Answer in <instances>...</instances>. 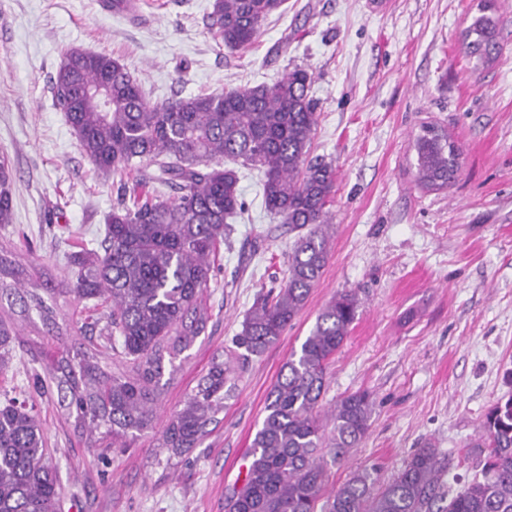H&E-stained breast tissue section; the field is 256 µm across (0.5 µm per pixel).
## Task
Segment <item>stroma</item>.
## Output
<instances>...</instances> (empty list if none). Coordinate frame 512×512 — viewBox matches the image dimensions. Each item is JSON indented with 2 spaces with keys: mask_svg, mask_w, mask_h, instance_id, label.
<instances>
[{
  "mask_svg": "<svg viewBox=\"0 0 512 512\" xmlns=\"http://www.w3.org/2000/svg\"><path fill=\"white\" fill-rule=\"evenodd\" d=\"M484 1L285 0L243 53L211 29L213 0H149L145 18L102 10L101 0H0V157L15 180L0 243L21 260L67 278L66 253L97 247L116 201V183L85 157L54 102L53 78L73 47L118 58L154 101L304 67L318 115L310 157L336 169L324 273L278 341L251 358L191 463H157L154 430L117 450L77 436L56 400L26 395L27 367L46 362L58 342L22 323L0 394L28 397L39 412L62 512H224L281 367L322 309L351 289L358 315L327 369L322 409L363 390L375 406L361 447L330 468L329 487L364 469L386 483L428 442L471 477L482 457L471 442L512 394V0H488L503 51L479 68L460 34ZM427 124L464 150L444 190L415 181L414 140ZM240 190L248 211L233 218L220 249L204 297L206 333L163 389L159 421L181 408L257 293L277 286L288 266L296 235L266 212L259 173L242 171ZM58 307L67 344L97 342L102 306L62 297Z\"/></svg>",
  "mask_w": 512,
  "mask_h": 512,
  "instance_id": "stroma-1",
  "label": "stroma"
}]
</instances>
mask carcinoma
Returning <instances> with one entry per match:
<instances>
[{
	"mask_svg": "<svg viewBox=\"0 0 512 512\" xmlns=\"http://www.w3.org/2000/svg\"><path fill=\"white\" fill-rule=\"evenodd\" d=\"M284 2L214 0L212 27L226 48L247 51ZM497 25L483 13L462 32L464 53L483 67L501 51ZM311 82L312 74L295 67L270 83L154 102L119 59L82 49L62 55L53 79L55 105L95 169L119 177L120 199L107 215L100 248L70 253L65 288L43 272L27 281L14 252L1 247L0 309L6 305L25 319L35 311L45 333L62 336L58 297L107 304L97 348L68 346L28 374L36 394L57 396L75 432L128 448L154 428L165 365L176 371L175 361L206 330L204 294L216 279L227 220L246 207L239 188L243 168L263 174L266 209L298 238L279 290L256 299L230 354L211 358L159 431L158 447L166 449L167 460H189L233 397L240 365L275 344L304 309L329 260L336 187V169L308 159L317 126ZM101 85L107 88L106 109L87 96ZM415 150L416 181L423 188L448 187L462 167V149L433 126L422 127ZM13 191L11 170L0 160V224L12 223ZM358 307L356 292L337 295L281 368L250 445L245 478L226 494L225 512H512V396L487 413L474 444L487 449L481 475L457 488L445 481L452 463L427 444L379 488L363 470L327 491L328 466L366 437L374 406L368 393L357 391L327 415L319 411L328 366ZM18 336L1 315L0 374L9 367ZM114 336L132 376L102 366V357L115 350ZM60 494L40 416L26 401L4 397L0 512H60Z\"/></svg>",
	"mask_w": 512,
	"mask_h": 512,
	"instance_id": "obj_1",
	"label": "carcinoma"
}]
</instances>
